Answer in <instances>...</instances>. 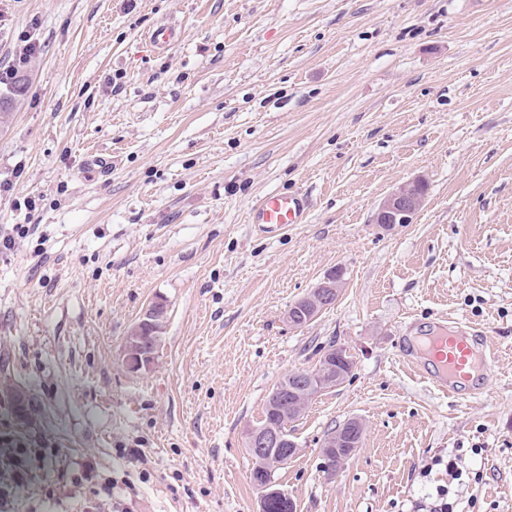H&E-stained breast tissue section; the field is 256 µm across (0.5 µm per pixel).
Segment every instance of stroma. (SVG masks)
<instances>
[{"mask_svg":"<svg viewBox=\"0 0 512 512\" xmlns=\"http://www.w3.org/2000/svg\"><path fill=\"white\" fill-rule=\"evenodd\" d=\"M160 22L177 30L162 50ZM24 31L42 50L23 63ZM10 66L0 440L31 481L0 512H259L248 432L332 344L354 370L273 477L296 512H409L451 455L470 471L459 512H512V0H0ZM416 177L424 206L383 230L378 204ZM286 189L309 196L305 223L260 235L250 207ZM338 267L335 304L291 327ZM159 299L157 357L131 372L127 336ZM455 322L497 355L466 400L399 357L408 324ZM10 385L38 416L14 418ZM350 419L359 446L325 474L322 441Z\"/></svg>","mask_w":512,"mask_h":512,"instance_id":"1","label":"stroma"}]
</instances>
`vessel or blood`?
<instances>
[{
  "mask_svg": "<svg viewBox=\"0 0 512 512\" xmlns=\"http://www.w3.org/2000/svg\"><path fill=\"white\" fill-rule=\"evenodd\" d=\"M310 202L298 193L264 195L249 211L248 221L275 235L303 223ZM402 356L436 391L467 399L485 391L493 371V356L480 332L471 326L437 331L406 341Z\"/></svg>",
  "mask_w": 512,
  "mask_h": 512,
  "instance_id": "obj_1",
  "label": "vessel or blood"
}]
</instances>
